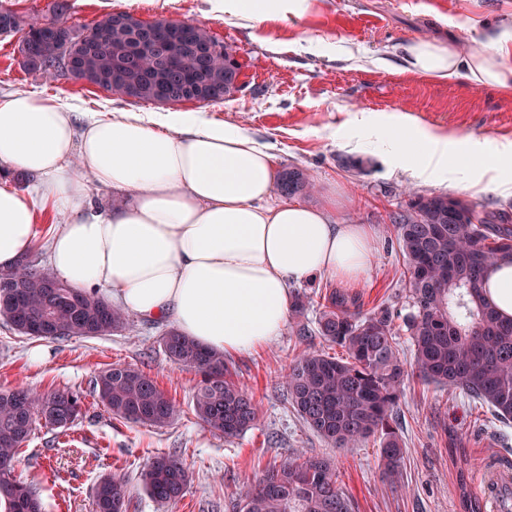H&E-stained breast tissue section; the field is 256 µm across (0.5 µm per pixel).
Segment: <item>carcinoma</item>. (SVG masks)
<instances>
[{"instance_id":"1","label":"carcinoma","mask_w":512,"mask_h":512,"mask_svg":"<svg viewBox=\"0 0 512 512\" xmlns=\"http://www.w3.org/2000/svg\"><path fill=\"white\" fill-rule=\"evenodd\" d=\"M70 0H50L46 10L24 17L0 5V27L24 33V68L51 79L63 60L53 55L67 45L78 67L94 72V84L129 97V83L144 91L136 99L164 104L224 99V76L239 74L232 46L199 26L174 29L163 20L121 23L126 12L109 13L91 26L69 23ZM86 40L80 41V32ZM279 193L309 194L314 184L300 168L280 172ZM405 257L411 312L406 331L414 346L419 375L476 397L504 421L512 420V319L500 317L484 297L487 272L512 264V214L488 212L472 201L448 195L409 192L407 210L395 222ZM56 278L22 260L0 271V316L19 333L45 321L57 329L52 339L96 338L129 328L128 314L104 296L78 288L48 287ZM314 299L293 297L291 312L306 315ZM315 330L346 350L345 359L305 351L288 366V401L312 431L336 448L380 439L383 477L396 483L406 448L393 427L402 395L405 367L388 309L368 315L354 299L332 293L318 304ZM169 360L202 374L193 395L197 418L226 439L240 436L259 417L253 394L233 380L224 353L209 350L170 329L161 338ZM93 390L113 415L163 428L177 407L143 370L112 365L99 372ZM82 415L81 398L70 391L40 394L29 389L0 390V460H16L30 440L36 420L69 429ZM189 470L175 453L154 457L143 469L145 492L159 504L180 500ZM129 489L121 475L95 485V512H127ZM236 512H355L334 461L298 453L268 464L233 504ZM0 512H42L32 485L13 473L0 474Z\"/></svg>"}]
</instances>
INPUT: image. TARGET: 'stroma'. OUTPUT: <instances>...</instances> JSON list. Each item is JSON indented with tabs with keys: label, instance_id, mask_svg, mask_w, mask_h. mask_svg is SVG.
Here are the masks:
<instances>
[{
	"label": "stroma",
	"instance_id": "1",
	"mask_svg": "<svg viewBox=\"0 0 512 512\" xmlns=\"http://www.w3.org/2000/svg\"><path fill=\"white\" fill-rule=\"evenodd\" d=\"M144 21L193 22L231 45L241 65L239 87L221 103L182 102L194 112L245 129L272 145L278 168L304 169L315 183L306 204L323 205L336 194L334 218L365 224L374 233L373 257L363 279L347 287L362 313L388 308L400 356L413 360L405 327L410 312L404 257L390 221L405 208L409 191L452 194L512 212V194L436 179L416 182L391 161L388 130L410 115L422 128L453 132L460 141H484L494 150L512 138V95L468 81L438 83L405 71L406 45L437 39L469 54L486 48L512 21V0H309L301 18L249 27L243 20L210 13L208 0H115ZM19 35L0 37V97L32 91L58 97L80 112H168V105L124 98L63 75L46 81L26 71ZM370 159L366 172L346 168L347 158ZM168 321L131 317L124 332L97 338H29L0 318V389L42 393L69 390L83 396V415L66 431L37 421L16 461V473L40 489L42 512H93L97 480L112 473L129 482L128 512H231L239 488L270 462L295 451L333 458L357 512H463V494L474 493L485 459H512V422L503 423L480 400L416 376L407 381L395 415L407 453L401 478L383 479L379 447L367 440L337 449L310 430L286 400L283 377L296 354L323 351L343 356L317 336H301L288 320L280 336L253 351L230 355L236 379L256 395L260 418L235 439L204 428L192 394L199 376L173 365L161 344ZM126 364L147 372L176 403L177 416L164 428L112 415L90 393L102 369ZM175 452L191 481L184 497L161 505L143 490L141 473L151 459Z\"/></svg>",
	"mask_w": 512,
	"mask_h": 512
}]
</instances>
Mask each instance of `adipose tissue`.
Segmentation results:
<instances>
[{
	"mask_svg": "<svg viewBox=\"0 0 512 512\" xmlns=\"http://www.w3.org/2000/svg\"><path fill=\"white\" fill-rule=\"evenodd\" d=\"M210 2L213 13L254 28L308 8V0ZM402 61L422 77L512 94V30L465 59L421 40ZM398 127L397 166L421 182L467 168L485 151L478 141L459 149L453 133L408 120ZM0 165L37 178L28 193L0 185V269L32 249L34 198L42 196L65 217L49 245L58 280L108 291L130 313L171 318L215 351L245 353L275 340L290 315V283L321 275L352 283L372 259L364 225L334 223L335 196L319 207L270 202L278 178L271 146L190 112L79 114L53 97L14 93L0 99ZM94 183L131 194V203L96 210L88 202Z\"/></svg>",
	"mask_w": 512,
	"mask_h": 512,
	"instance_id": "ef3b65f1",
	"label": "adipose tissue"
}]
</instances>
